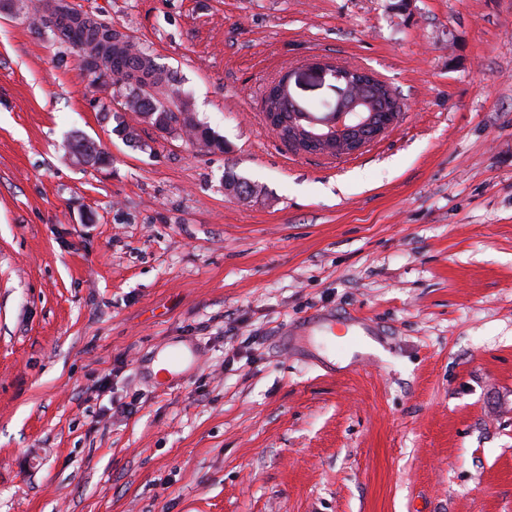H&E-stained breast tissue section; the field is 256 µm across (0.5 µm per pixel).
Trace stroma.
<instances>
[{"label":"stroma","mask_w":512,"mask_h":512,"mask_svg":"<svg viewBox=\"0 0 512 512\" xmlns=\"http://www.w3.org/2000/svg\"><path fill=\"white\" fill-rule=\"evenodd\" d=\"M72 2L226 149L117 136L116 85L0 9V512H512V0ZM313 57L399 123L288 150L261 101L288 69L333 103ZM312 312L368 319L371 360L299 335Z\"/></svg>","instance_id":"1"}]
</instances>
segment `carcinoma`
<instances>
[{
  "label": "carcinoma",
  "instance_id": "1",
  "mask_svg": "<svg viewBox=\"0 0 512 512\" xmlns=\"http://www.w3.org/2000/svg\"><path fill=\"white\" fill-rule=\"evenodd\" d=\"M40 26L53 28L61 42L83 53L93 80L113 79L122 89L120 96L137 103V107H125L123 111L151 113V125L163 134H172L174 126L180 124L179 114L190 103L183 96L176 74L158 65L148 50L77 11L68 0H53L47 14L34 23V27ZM190 133L209 150H225L223 139L201 123Z\"/></svg>",
  "mask_w": 512,
  "mask_h": 512
}]
</instances>
